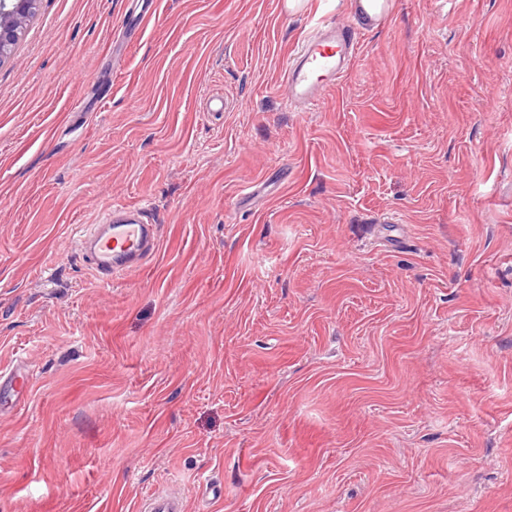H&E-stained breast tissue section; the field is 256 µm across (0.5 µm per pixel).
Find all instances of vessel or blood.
Masks as SVG:
<instances>
[{
  "label": "vessel or blood",
  "instance_id": "obj_1",
  "mask_svg": "<svg viewBox=\"0 0 512 512\" xmlns=\"http://www.w3.org/2000/svg\"><path fill=\"white\" fill-rule=\"evenodd\" d=\"M391 0H354V22L326 15L319 19L301 45L289 55L281 85L291 107L308 110L317 106L324 92L348 75L358 47V29L374 28L385 22ZM158 227L138 220L127 208L104 212L98 223L89 225L77 240L88 267L104 284L117 274L141 267L157 246ZM33 384L29 374L12 371L0 375V403L22 401ZM140 512H187L186 499L178 491L155 492L140 503Z\"/></svg>",
  "mask_w": 512,
  "mask_h": 512
}]
</instances>
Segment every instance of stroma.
<instances>
[{"instance_id":"1","label":"stroma","mask_w":512,"mask_h":512,"mask_svg":"<svg viewBox=\"0 0 512 512\" xmlns=\"http://www.w3.org/2000/svg\"><path fill=\"white\" fill-rule=\"evenodd\" d=\"M38 0L0 65V512H512V0ZM116 205L159 226L102 284ZM392 0H354L356 21L365 28L379 27L391 13ZM358 35L351 23L334 14L319 19L283 67L280 81L287 90L289 106L300 110L317 106L324 92L348 75ZM134 211H139L143 220L131 217ZM158 228V224L149 221L143 207L133 211L113 207L102 214L98 224L86 227L77 240V248L88 267L108 285L114 275L141 267L157 246ZM33 385L32 377L20 371H10L0 375V406L3 407L16 402H21ZM141 512H186V498L176 490L155 492L140 503Z\"/></svg>"}]
</instances>
